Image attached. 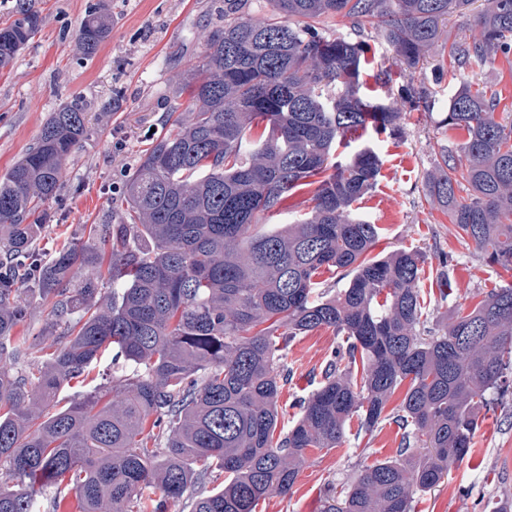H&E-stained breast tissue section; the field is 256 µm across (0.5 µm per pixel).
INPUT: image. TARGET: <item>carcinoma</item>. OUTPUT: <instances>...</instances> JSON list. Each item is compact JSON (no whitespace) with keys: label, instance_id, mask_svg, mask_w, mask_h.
<instances>
[{"label":"carcinoma","instance_id":"1","mask_svg":"<svg viewBox=\"0 0 512 512\" xmlns=\"http://www.w3.org/2000/svg\"><path fill=\"white\" fill-rule=\"evenodd\" d=\"M268 2L270 13L255 17L249 0H224L202 65L171 78L187 107L127 180L131 223L90 225L98 247L74 237L45 258L37 249L92 104L52 113L0 175V512H55L64 487L82 512H168L207 481L218 486L191 512H257L288 496L310 451L339 447L354 419L369 435L395 420L400 451L330 488L321 512H414L417 493L468 455L480 412L512 393V285L427 326L423 255L368 257L378 227L354 214L381 158L367 145L338 152L370 130H401L428 95L413 70L444 21L475 0ZM14 11L0 27L1 68L42 25L38 0H16ZM336 16L352 20L351 32L319 30ZM473 23L477 34L449 47L453 60L483 66L512 54V0H483ZM367 25L400 61L401 105L360 94ZM111 32L93 0L77 35L83 55ZM496 109L483 89L451 97L441 128L466 140L458 153L441 146L424 188L465 243L512 267V124ZM311 186L304 218L266 230ZM323 269L348 283L318 293ZM32 294L49 307L46 336L15 334ZM321 328L342 342L276 437L285 351ZM106 354L112 374L60 405L72 381H95ZM406 380L391 416L387 403Z\"/></svg>","mask_w":512,"mask_h":512}]
</instances>
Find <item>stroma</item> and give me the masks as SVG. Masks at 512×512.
Returning <instances> with one entry per match:
<instances>
[{
	"label": "stroma",
	"mask_w": 512,
	"mask_h": 512,
	"mask_svg": "<svg viewBox=\"0 0 512 512\" xmlns=\"http://www.w3.org/2000/svg\"><path fill=\"white\" fill-rule=\"evenodd\" d=\"M87 3L40 0V32L11 66L0 69V174L28 151L51 112L76 99L92 102L95 109L91 133L69 156L58 195L47 207L39 242L43 250L69 235L87 237L90 225L118 223L125 183L141 152L171 129L167 116L178 101L170 77L200 63L204 37L220 25L224 13V0H104L112 32L87 60L77 42ZM472 20L469 14L450 17L442 48L433 50L413 74L414 85L429 90L428 111L407 114L398 135L366 137L383 165L357 213L380 228L377 254L401 248L424 254L421 286L431 299L434 323L460 309L471 311L491 289L512 284V271L487 263L463 242L423 189L426 173L439 158L438 143L444 140L438 121L461 83L495 92L497 120L512 121V57L458 68L452 78L441 74L447 45L470 35ZM368 40L372 62L364 71L361 91L386 103L398 98L399 85L376 82L375 74L397 63L376 33H369ZM445 254L453 262L450 289L443 296L433 271ZM337 343L335 331L321 329L289 344L290 378L278 401L281 426L297 419L300 400L317 388ZM401 436V429L388 423L374 435L351 431L340 447L311 451L288 497L267 498L258 512H321L332 485L345 482L356 465L395 456ZM504 488L512 491V414L494 406L482 412L469 454L443 483L417 496L415 512H484L490 498Z\"/></svg>",
	"instance_id": "1"
}]
</instances>
